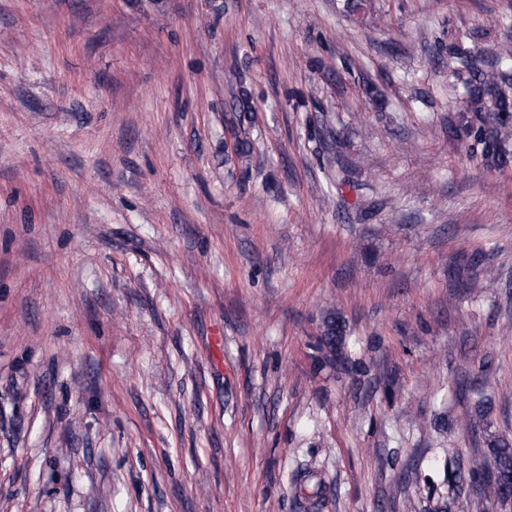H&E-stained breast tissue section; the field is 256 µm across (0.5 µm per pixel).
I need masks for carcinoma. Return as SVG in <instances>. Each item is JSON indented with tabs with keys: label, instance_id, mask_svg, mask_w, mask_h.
<instances>
[{
	"label": "carcinoma",
	"instance_id": "cac0c4a2",
	"mask_svg": "<svg viewBox=\"0 0 512 512\" xmlns=\"http://www.w3.org/2000/svg\"><path fill=\"white\" fill-rule=\"evenodd\" d=\"M448 75L461 82L467 111L479 120L465 125L466 137L472 145L481 148L485 160L504 166L512 160V42L499 46L496 61L484 65L469 48L453 45L448 49ZM324 333L318 339L319 350L328 362L343 353L341 365L349 361L346 325L330 310L323 319ZM491 462L467 471L456 465L448 470V482L459 490L474 489L485 498L494 499L502 506L512 499L503 487L512 480V443L501 439L491 446ZM314 473L306 471L296 478L298 497L307 508L319 507L324 489L321 482H312Z\"/></svg>",
	"mask_w": 512,
	"mask_h": 512
}]
</instances>
